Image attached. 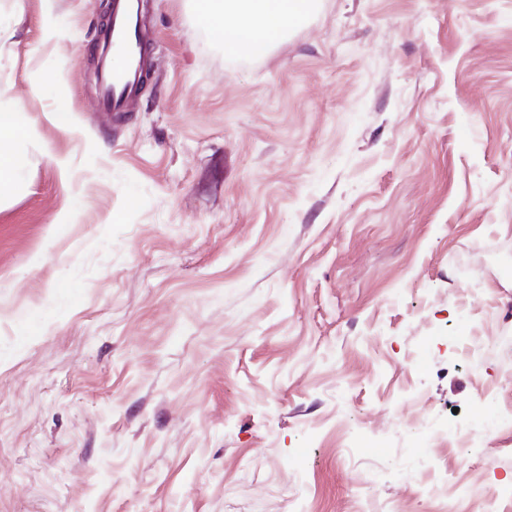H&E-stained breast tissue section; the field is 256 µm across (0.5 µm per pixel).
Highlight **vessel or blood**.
<instances>
[{
  "label": "vessel or blood",
  "mask_w": 512,
  "mask_h": 512,
  "mask_svg": "<svg viewBox=\"0 0 512 512\" xmlns=\"http://www.w3.org/2000/svg\"><path fill=\"white\" fill-rule=\"evenodd\" d=\"M98 95L102 109L125 112L146 70L141 34V0H113L102 34Z\"/></svg>",
  "instance_id": "b4317fda"
}]
</instances>
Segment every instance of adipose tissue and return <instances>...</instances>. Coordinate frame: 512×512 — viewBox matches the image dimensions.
<instances>
[{
  "mask_svg": "<svg viewBox=\"0 0 512 512\" xmlns=\"http://www.w3.org/2000/svg\"><path fill=\"white\" fill-rule=\"evenodd\" d=\"M203 22L228 55H261L309 15L313 0H197ZM34 134L21 110L0 112V180L24 166L21 145Z\"/></svg>",
  "mask_w": 512,
  "mask_h": 512,
  "instance_id": "obj_1",
  "label": "adipose tissue"
}]
</instances>
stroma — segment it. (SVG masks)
Segmentation results:
<instances>
[{"instance_id": "1", "label": "stroma", "mask_w": 512, "mask_h": 512, "mask_svg": "<svg viewBox=\"0 0 512 512\" xmlns=\"http://www.w3.org/2000/svg\"><path fill=\"white\" fill-rule=\"evenodd\" d=\"M109 7L0 0L35 128L0 184V512H485L512 430L428 421L512 403V0H316L259 57L148 0L118 116ZM99 55L98 95L106 112H125L137 95L146 70V58L141 34V1L114 0L108 22L101 34ZM109 51L105 53V48ZM113 53L122 60L114 69L109 60Z\"/></svg>"}]
</instances>
